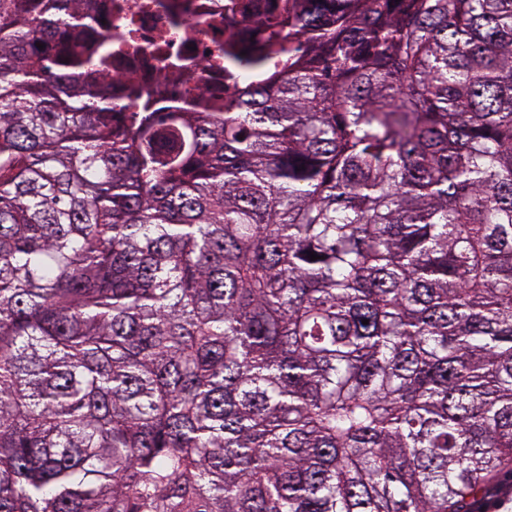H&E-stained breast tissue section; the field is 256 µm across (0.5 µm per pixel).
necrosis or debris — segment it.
<instances>
[{"label": "necrosis or debris", "mask_w": 512, "mask_h": 512, "mask_svg": "<svg viewBox=\"0 0 512 512\" xmlns=\"http://www.w3.org/2000/svg\"><path fill=\"white\" fill-rule=\"evenodd\" d=\"M286 0H84L81 35L124 112H220L257 74L228 63L261 47Z\"/></svg>", "instance_id": "1"}]
</instances>
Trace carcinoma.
<instances>
[{"label":"carcinoma","instance_id":"1","mask_svg":"<svg viewBox=\"0 0 512 512\" xmlns=\"http://www.w3.org/2000/svg\"><path fill=\"white\" fill-rule=\"evenodd\" d=\"M68 2L0 0V512H479L512 0H288L246 57L285 76L162 116L113 115Z\"/></svg>","mask_w":512,"mask_h":512}]
</instances>
